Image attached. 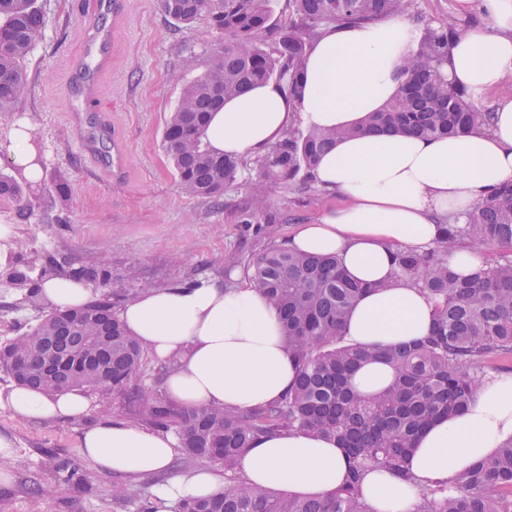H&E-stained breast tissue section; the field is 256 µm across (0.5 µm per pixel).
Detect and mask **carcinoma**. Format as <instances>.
Masks as SVG:
<instances>
[{"mask_svg":"<svg viewBox=\"0 0 512 512\" xmlns=\"http://www.w3.org/2000/svg\"><path fill=\"white\" fill-rule=\"evenodd\" d=\"M415 0H288V23L272 19V0H162L172 19L190 28L203 19L224 46L208 59L190 56L176 107L164 128L179 187L192 197L219 198L247 163L218 156L204 143L210 113L247 87L274 82L297 100L310 43L322 29L412 17ZM44 29L37 0H0V112H10L26 90L22 63ZM469 26L455 17L424 25L417 49L403 66L406 80L384 108L362 127L289 129L256 160L251 208H268L269 181L306 185L320 157L336 141L361 132L435 136L487 126L491 112L448 78L453 42ZM0 196L21 200L23 189L0 173ZM466 239L473 245L512 247V179L497 185L467 213L463 225L444 224L425 252L396 254L395 277L414 281L433 302L428 334L385 348L344 341L343 328L369 287L345 276L336 256L267 249L250 263L249 280L277 310L299 373L281 400L250 411L215 407L180 409L137 396L149 423L174 429L185 459L224 461V492L183 500L177 512H372L362 481L370 472L410 479L406 461L419 435L434 422L459 416L486 377L489 359L512 355V259L485 260L467 279L448 267V251ZM106 280V263L67 271L56 260L33 279L19 267L11 279L37 298L44 278L64 273ZM134 297L126 283H112L83 308L50 310L33 329L0 347V363L27 366L24 383L47 393L93 390L112 380L123 393L142 363V350L114 311L113 299ZM381 360L395 372L373 395L355 391L351 379L364 363ZM300 430L328 437L348 461L346 482L320 496L257 488L240 480V458L260 435ZM414 512H512V441L458 473L447 484L421 488Z\"/></svg>","mask_w":512,"mask_h":512,"instance_id":"carcinoma-1","label":"carcinoma"}]
</instances>
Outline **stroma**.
I'll return each instance as SVG.
<instances>
[{
  "label": "stroma",
  "instance_id": "obj_1",
  "mask_svg": "<svg viewBox=\"0 0 512 512\" xmlns=\"http://www.w3.org/2000/svg\"><path fill=\"white\" fill-rule=\"evenodd\" d=\"M46 26L26 57L27 91L11 112H0V172L16 175L9 159L18 123L32 129V147L43 168L38 185H26L23 202L0 198V225L15 235L7 262L0 263V344L45 315L25 287L6 275L8 264L25 262L40 271L48 258L74 265L107 260L113 276L136 268L134 286L143 292L189 281L222 278L234 285L262 251L286 244L296 225L313 224L342 206L340 193L312 186L271 183L267 193L276 220L248 223L250 184L258 176L248 165L219 200L185 195L168 157L163 132L181 92L177 77L189 56L206 59L216 37L204 23L186 29L163 10L161 0H130L128 20L115 43V61L102 77L112 121L124 136L128 164L121 184L93 173L68 132L79 101L73 87L74 59L87 54V27L95 20L92 0H39ZM164 366L144 358L129 391H91V419L137 421L134 394L163 400ZM81 425L71 420H27L0 410V436L13 448L0 483V512H136L140 499L156 496L149 479H132L97 469L79 448ZM75 467L78 483L60 484L59 468ZM123 498H115L114 488Z\"/></svg>",
  "mask_w": 512,
  "mask_h": 512
}]
</instances>
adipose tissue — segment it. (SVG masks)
Segmentation results:
<instances>
[{"label":"adipose tissue","mask_w":512,"mask_h":512,"mask_svg":"<svg viewBox=\"0 0 512 512\" xmlns=\"http://www.w3.org/2000/svg\"><path fill=\"white\" fill-rule=\"evenodd\" d=\"M484 21L455 42L448 74L473 98L512 77V0H462ZM420 28L406 18L330 27L313 39L299 101L275 84L253 86L211 114L205 141L212 153L266 151L290 127L343 129L379 111L404 80ZM490 127L418 138L365 134L343 138L314 170L317 183L347 199L320 223L298 225L291 249L337 257L352 279L371 285L345 324L347 341L387 347L425 336L432 305L418 285L394 277L395 255L433 247L442 224H464L469 209L512 178V100L494 106ZM52 307L76 309L95 297L90 284L56 276L42 283ZM119 316L129 334L167 364L164 389L184 408L247 411L282 398L295 385L298 364L282 337L278 315L249 282L225 288L203 278L155 288L125 302ZM93 402L78 390L47 394L12 385L0 408L24 419L82 421L80 447L99 470L137 477L166 469L181 447L173 432L146 423L90 420ZM512 438V376L489 380L469 408L428 427L409 456L411 480L368 473L363 494L374 512H413L422 486L448 481ZM238 472L249 483L320 495L340 486L348 462L335 441L295 430L255 439ZM224 483L209 468L175 476L164 500L213 496Z\"/></svg>","instance_id":"ef3b65f1"}]
</instances>
